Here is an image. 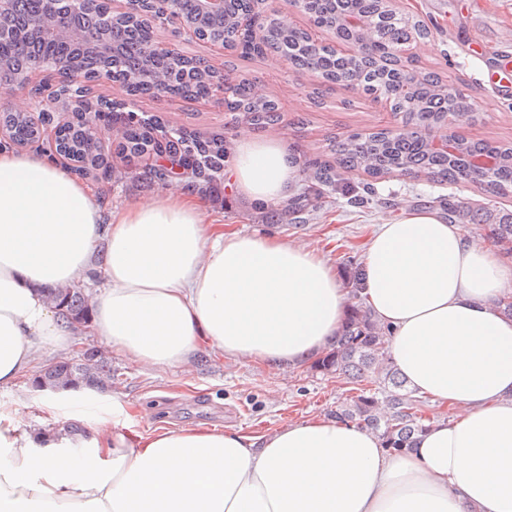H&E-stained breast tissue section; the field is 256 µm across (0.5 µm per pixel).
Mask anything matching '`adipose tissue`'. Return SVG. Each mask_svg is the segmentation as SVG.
I'll list each match as a JSON object with an SVG mask.
<instances>
[{"mask_svg":"<svg viewBox=\"0 0 512 512\" xmlns=\"http://www.w3.org/2000/svg\"><path fill=\"white\" fill-rule=\"evenodd\" d=\"M299 167L281 138L242 130L228 189L288 199ZM104 281L91 330L163 373L202 350L270 368L308 361L335 336L347 290L324 255L273 237L217 233L194 191L112 207L45 155L0 148V390L74 331L50 288ZM512 260L434 210L382 221L361 294L389 329L417 395L449 407L396 454L355 425L313 419L265 433L121 428L124 405L92 389L47 391L42 428L0 401V512H512ZM83 415L76 442L63 421Z\"/></svg>","mask_w":512,"mask_h":512,"instance_id":"ef3b65f1","label":"adipose tissue"}]
</instances>
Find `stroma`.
<instances>
[{
	"label": "stroma",
	"instance_id": "obj_1",
	"mask_svg": "<svg viewBox=\"0 0 512 512\" xmlns=\"http://www.w3.org/2000/svg\"><path fill=\"white\" fill-rule=\"evenodd\" d=\"M399 4L429 18L438 29L433 38L414 45L421 68L438 72L445 83L463 90L474 102L478 120L455 123L454 131L468 140L512 142V97L498 87L506 69H512V0H399ZM178 46L187 56L208 59L224 72L250 81L261 95L275 101L279 119L270 130L281 136L298 162L333 160L335 142L353 133L376 131L390 120L382 104L370 96L342 85H324L315 74L284 64L277 54H221L210 44L185 38ZM90 96L119 101L126 111L160 122L164 131L173 134L192 132L231 142L247 125L243 116L233 115L211 99L135 96L119 92L112 83L91 85ZM364 179L360 171L348 174L347 192L311 200L308 219L294 228L283 226L278 205H252L227 193L220 176L207 198L208 209L222 217L224 232L296 239L345 268L360 266L373 226L386 214L421 209L451 193L485 200L468 185L451 187L390 174L375 183L377 203L358 208L351 205L349 191ZM83 181L116 207L165 186L177 190L181 184L177 178L165 182L146 178L123 164L105 174L84 176ZM108 357L110 394L122 403L149 410L130 422L141 431L203 423L260 433L286 422L323 416L351 393L350 385L311 375L302 366L269 370L206 350L193 364L157 378L116 352Z\"/></svg>",
	"mask_w": 512,
	"mask_h": 512
}]
</instances>
